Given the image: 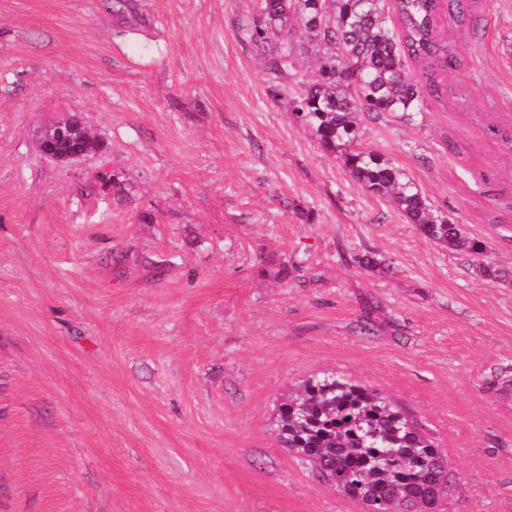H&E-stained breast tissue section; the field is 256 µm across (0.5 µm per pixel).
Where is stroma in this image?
Listing matches in <instances>:
<instances>
[{"label":"stroma","instance_id":"stroma-1","mask_svg":"<svg viewBox=\"0 0 512 512\" xmlns=\"http://www.w3.org/2000/svg\"><path fill=\"white\" fill-rule=\"evenodd\" d=\"M465 13L443 98L360 140L481 255L272 96L315 62L274 79L254 0H0V512H364L275 437L327 371L443 448V512H512V0ZM67 112L105 143L70 164L36 142Z\"/></svg>","mask_w":512,"mask_h":512}]
</instances>
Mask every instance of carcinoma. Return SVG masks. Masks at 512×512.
I'll use <instances>...</instances> for the list:
<instances>
[{
    "mask_svg": "<svg viewBox=\"0 0 512 512\" xmlns=\"http://www.w3.org/2000/svg\"><path fill=\"white\" fill-rule=\"evenodd\" d=\"M465 0H257L250 30L256 43L275 41L268 61L293 66V23L309 36L314 79L293 91V112L319 144L339 153L366 190L389 197L407 223L451 251L481 254L484 243L434 209L423 191L388 158L364 147L359 121L393 112L407 121L441 94L436 72L460 60L437 29L446 12L464 16ZM62 153L87 149L84 128L57 142ZM276 438L345 495L377 505L435 512L434 491L448 476L443 449L422 435L392 401L332 372L301 385L278 408Z\"/></svg>",
    "mask_w": 512,
    "mask_h": 512,
    "instance_id": "cac0c4a2",
    "label": "carcinoma"
}]
</instances>
